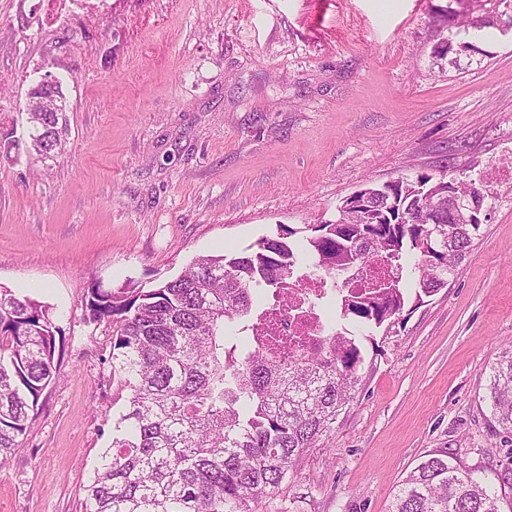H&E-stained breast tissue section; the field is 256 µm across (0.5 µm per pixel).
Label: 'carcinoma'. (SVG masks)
<instances>
[{
	"instance_id": "1",
	"label": "carcinoma",
	"mask_w": 512,
	"mask_h": 512,
	"mask_svg": "<svg viewBox=\"0 0 512 512\" xmlns=\"http://www.w3.org/2000/svg\"><path fill=\"white\" fill-rule=\"evenodd\" d=\"M497 23L492 14L464 16V38L448 32L447 52L472 50L471 39ZM62 128L68 119L40 113L45 150L61 145ZM342 219L311 226L300 248L290 242L299 230L281 224L242 254L198 256L151 288L89 289L87 319L112 327V371L128 397L87 487L85 512H254L355 399L363 341L393 327L405 282H414L417 300L445 287L481 229L448 223V183L428 176L374 186ZM430 239L447 246L428 251ZM383 255L395 275L338 310L336 322L361 335L335 327L319 350L289 358L281 339L252 348L241 336L257 297L288 301L303 259L311 260L305 275L334 278ZM57 334L48 306L0 286V462L24 447L55 379ZM482 400L512 444L511 343L491 364ZM389 512H500V505L497 492L443 448L398 485Z\"/></svg>"
}]
</instances>
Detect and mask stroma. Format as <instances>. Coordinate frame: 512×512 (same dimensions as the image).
Here are the masks:
<instances>
[{"mask_svg":"<svg viewBox=\"0 0 512 512\" xmlns=\"http://www.w3.org/2000/svg\"><path fill=\"white\" fill-rule=\"evenodd\" d=\"M0 0V285L63 332L0 512H83L124 398L92 286L149 288L278 225L332 220L369 182L483 183L481 234L446 288L403 311L330 433L258 512H388L431 451L512 512L503 434L482 400L512 341V34L443 53L449 11L493 0ZM61 19L42 24L44 13ZM60 82L69 130L31 148L33 87Z\"/></svg>","mask_w":512,"mask_h":512,"instance_id":"stroma-1","label":"stroma"}]
</instances>
